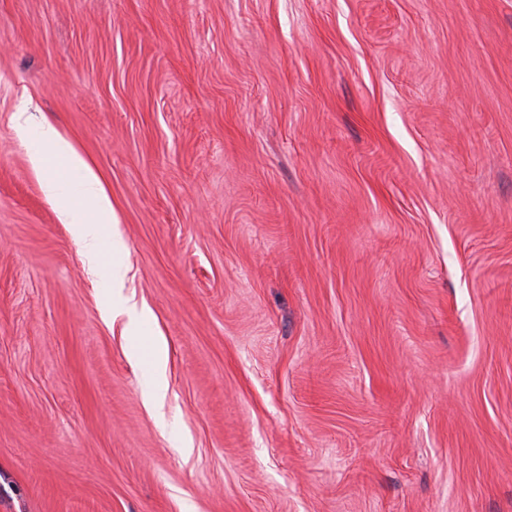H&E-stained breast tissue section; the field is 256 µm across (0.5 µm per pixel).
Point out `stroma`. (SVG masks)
<instances>
[{
    "label": "stroma",
    "mask_w": 512,
    "mask_h": 512,
    "mask_svg": "<svg viewBox=\"0 0 512 512\" xmlns=\"http://www.w3.org/2000/svg\"><path fill=\"white\" fill-rule=\"evenodd\" d=\"M0 512H512V0H0ZM39 130L40 146L30 153L32 168L44 175L45 195L62 224H68L71 235L87 260L96 262L101 256L119 252L125 245L112 236L113 207L99 177L73 145L50 123H35L27 105L15 113V129L21 139L28 131ZM113 288V289H112ZM123 283L122 280L115 274L111 279V303L109 315L112 320L118 317H128L127 328L135 329L141 322L145 321L149 312L145 308L137 310L136 303H132V298L124 297L122 294ZM112 291H113V305H112ZM167 368L166 354L163 348L156 347L153 352L151 377L147 384L146 395L150 404L158 409L166 397L165 374Z\"/></svg>",
    "instance_id": "obj_1"
}]
</instances>
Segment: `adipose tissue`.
<instances>
[{"label":"adipose tissue","instance_id":"obj_1","mask_svg":"<svg viewBox=\"0 0 512 512\" xmlns=\"http://www.w3.org/2000/svg\"><path fill=\"white\" fill-rule=\"evenodd\" d=\"M38 128L40 146L31 152L32 168L43 176L45 195L61 223L67 224L88 261L119 252L123 241L112 235L113 207L99 177L73 145L50 123L34 122L28 106L15 113V129L26 137Z\"/></svg>","mask_w":512,"mask_h":512}]
</instances>
